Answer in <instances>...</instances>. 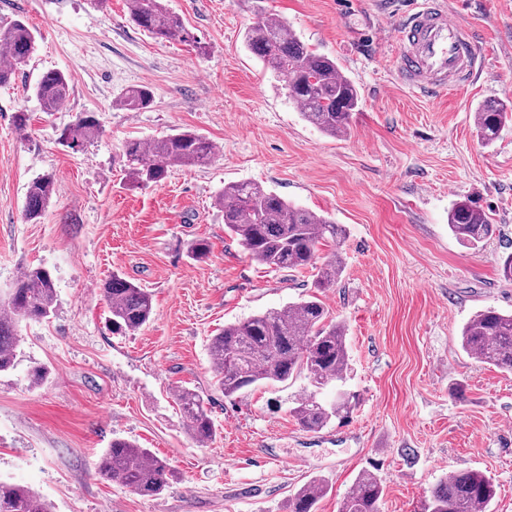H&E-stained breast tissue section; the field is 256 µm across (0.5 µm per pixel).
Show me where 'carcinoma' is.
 Masks as SVG:
<instances>
[{
    "mask_svg": "<svg viewBox=\"0 0 512 512\" xmlns=\"http://www.w3.org/2000/svg\"><path fill=\"white\" fill-rule=\"evenodd\" d=\"M127 9L137 26L156 39L184 38L186 30L179 17L168 12L162 0H127ZM36 34L23 21L0 28V47L10 56L8 66L0 65V86L15 79L18 65L34 53ZM247 49L283 83L288 98L299 106L303 118L321 132L336 137L347 133L352 115L358 111L360 95L339 69L336 60L318 53L286 23L260 17L244 33ZM46 112H57L70 96V79L59 70L45 72L34 87ZM152 90L147 86L125 89L117 104L128 111L151 108ZM509 113L502 107L486 105L474 113V127L485 143L494 142ZM100 132L93 112H82L63 127L59 142L71 149L82 146ZM213 142L196 131L179 130L160 139L129 140L123 155L130 178L137 184L159 183L168 166H202L214 155ZM54 179L43 175L26 191L24 218L39 221L54 194ZM224 212V228L235 236L250 258L275 270L315 271L314 287L336 284L343 267L341 244L345 230L324 214L300 208L256 182L227 184L216 196ZM448 228L461 242L478 247L492 234L490 217L471 202H459L448 213ZM331 245L322 257L320 247ZM211 245L198 238L188 246V255L202 261ZM108 302L112 332L132 334L150 321L151 292L114 274L102 284ZM56 285L51 272L40 266L24 270L4 298H0V372L14 367L20 339L17 324L22 319L43 320L56 303ZM460 344L477 362L512 373V313L494 308L477 312L462 328ZM209 357L214 378L224 396L232 397L263 383H287L304 375L312 390L296 400L291 416L307 431L317 432L330 420L351 408L345 392L326 403L318 391L342 382L348 366L346 327L329 318L316 295L224 325L209 339ZM176 402L189 435L205 444L218 433V425L204 406L202 395L181 388ZM98 473L140 496L153 497L168 485L166 461L137 444L115 440L105 449ZM327 485L313 480L288 500V512H316L326 495ZM495 495L491 477L481 471L453 473L440 481L422 507V512H485ZM384 496L381 481L364 472L353 491L344 499L340 512H380ZM0 512H51V505L33 489L0 481Z\"/></svg>",
    "mask_w": 512,
    "mask_h": 512,
    "instance_id": "cac0c4a2",
    "label": "carcinoma"
}]
</instances>
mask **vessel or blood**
Segmentation results:
<instances>
[{
	"label": "vessel or blood",
	"mask_w": 512,
	"mask_h": 512,
	"mask_svg": "<svg viewBox=\"0 0 512 512\" xmlns=\"http://www.w3.org/2000/svg\"><path fill=\"white\" fill-rule=\"evenodd\" d=\"M395 39L394 69L405 86L431 95L476 77L474 36L449 17L443 0H416Z\"/></svg>",
	"instance_id": "1"
}]
</instances>
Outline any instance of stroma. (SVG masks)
I'll list each match as a JSON object with an SVG mask.
<instances>
[{
    "mask_svg": "<svg viewBox=\"0 0 512 512\" xmlns=\"http://www.w3.org/2000/svg\"><path fill=\"white\" fill-rule=\"evenodd\" d=\"M473 28L475 80L427 97L393 75V33L413 0H164L193 43L159 41L130 19L126 0H0V27L24 20L38 50L0 87V295L28 266L49 269L57 301L49 318L21 321L14 367L0 373V481L38 492L53 512H288L309 481L328 486L318 512H339L365 471L382 482L381 512H421L448 474L479 470L496 489L489 512H512V373L460 347L463 324L492 307L512 312V121L491 145L476 137L477 108L512 107V0H446ZM334 58L361 103L348 133L305 122L280 83L248 51L257 8ZM60 70L71 95L57 112L34 93ZM145 85L142 112L116 100ZM17 112L28 125L18 129ZM82 112L101 131L70 149L60 129ZM190 129L215 145L202 167L170 166L140 185L123 145ZM51 175L57 191L39 222L23 216L29 183ZM254 181L344 226L343 272L316 292L308 273L252 261L224 230L215 203L224 185ZM469 200L495 232L480 250L448 229ZM211 244L202 261L190 242ZM120 274L153 295L149 324L113 334L100 289ZM318 294L345 323L358 396L348 420L317 432L290 416L305 378L228 398L208 356L224 324ZM42 367V386L30 371ZM461 385L463 397L451 393ZM196 389L219 426L199 444L175 404ZM167 462L164 492L140 497L96 473L112 439Z\"/></svg>",
    "mask_w": 512,
    "mask_h": 512,
    "instance_id": "35a3bbf8",
    "label": "stroma"
}]
</instances>
